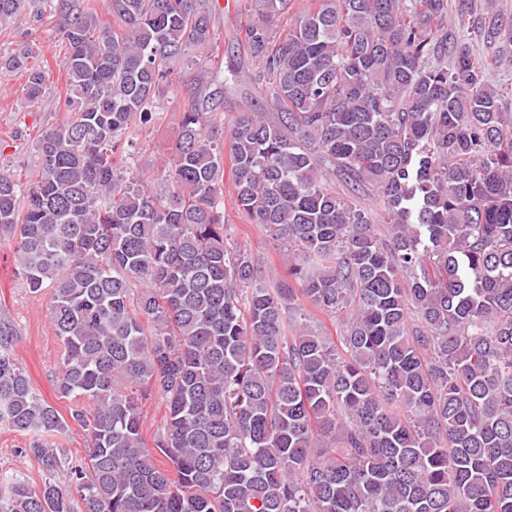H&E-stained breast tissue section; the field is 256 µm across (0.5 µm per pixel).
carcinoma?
Here are the masks:
<instances>
[{
    "mask_svg": "<svg viewBox=\"0 0 512 512\" xmlns=\"http://www.w3.org/2000/svg\"><path fill=\"white\" fill-rule=\"evenodd\" d=\"M108 2L112 27L91 0H0V20L54 17L68 46L69 116L38 136L32 180L0 174V231L47 292L70 403L33 386L0 314V424L45 474L1 478L0 512H512V113L447 31L477 0H307L279 36L296 0H249L256 104L227 131L211 0ZM486 13L512 54V22ZM192 53L147 185L128 130ZM31 54L3 64L35 103ZM226 152L235 208L286 247L297 287L226 241ZM301 299L342 319L337 340L297 321ZM72 425L77 461L54 442ZM144 435L150 444L151 437L156 430L159 420L164 415V406L158 395H153L150 400L143 404Z\"/></svg>",
    "mask_w": 512,
    "mask_h": 512,
    "instance_id": "obj_1",
    "label": "carcinoma"
}]
</instances>
